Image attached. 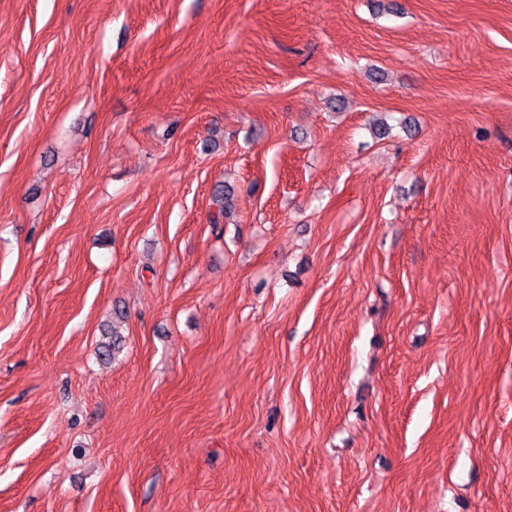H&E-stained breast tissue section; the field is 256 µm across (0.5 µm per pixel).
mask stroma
<instances>
[{"instance_id": "1", "label": "stroma", "mask_w": 512, "mask_h": 512, "mask_svg": "<svg viewBox=\"0 0 512 512\" xmlns=\"http://www.w3.org/2000/svg\"><path fill=\"white\" fill-rule=\"evenodd\" d=\"M0 512H512V0H0Z\"/></svg>"}]
</instances>
